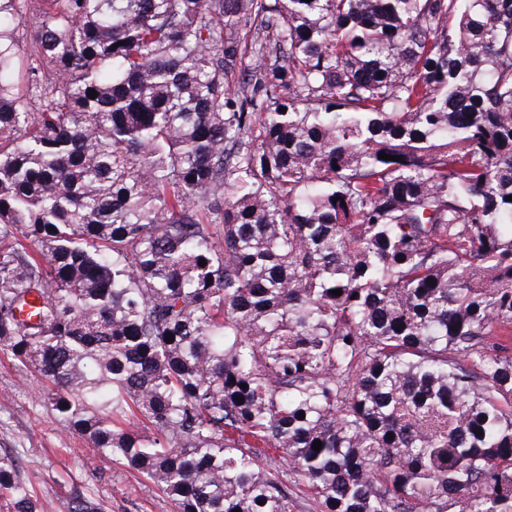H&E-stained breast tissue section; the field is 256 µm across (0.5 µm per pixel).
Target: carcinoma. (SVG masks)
Wrapping results in <instances>:
<instances>
[{
    "label": "carcinoma",
    "mask_w": 512,
    "mask_h": 512,
    "mask_svg": "<svg viewBox=\"0 0 512 512\" xmlns=\"http://www.w3.org/2000/svg\"><path fill=\"white\" fill-rule=\"evenodd\" d=\"M42 2L21 57L0 0V348L59 422L177 512H512V0Z\"/></svg>",
    "instance_id": "carcinoma-1"
}]
</instances>
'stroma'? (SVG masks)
<instances>
[{"mask_svg": "<svg viewBox=\"0 0 512 512\" xmlns=\"http://www.w3.org/2000/svg\"><path fill=\"white\" fill-rule=\"evenodd\" d=\"M41 378L0 350V458L20 475H34L32 493L42 512H61L72 487L102 502L105 512H175L171 499L120 463L100 464L88 438L66 431L39 401Z\"/></svg>", "mask_w": 512, "mask_h": 512, "instance_id": "1", "label": "stroma"}]
</instances>
